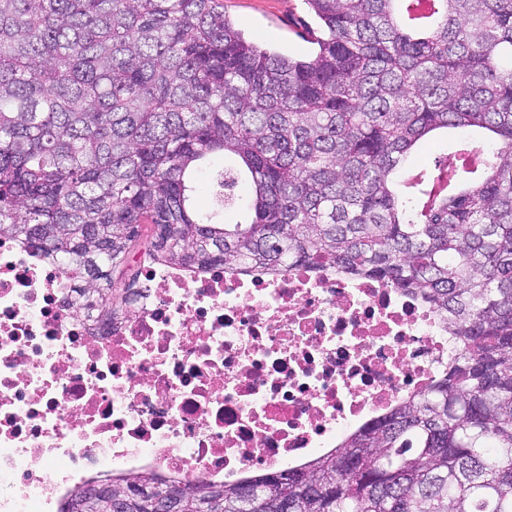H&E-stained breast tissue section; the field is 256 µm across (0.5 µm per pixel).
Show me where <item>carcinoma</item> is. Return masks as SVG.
<instances>
[{"mask_svg":"<svg viewBox=\"0 0 512 512\" xmlns=\"http://www.w3.org/2000/svg\"><path fill=\"white\" fill-rule=\"evenodd\" d=\"M312 54L224 0H0V235L114 310L139 228L172 264L321 260L448 320V375L288 475L182 486L184 512H512V0H305ZM460 130L435 176L408 166ZM234 163L213 167L216 157ZM247 202H194L199 176ZM226 210L246 213L219 222ZM123 512H148L168 482Z\"/></svg>","mask_w":512,"mask_h":512,"instance_id":"obj_1","label":"carcinoma"}]
</instances>
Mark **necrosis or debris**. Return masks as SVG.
I'll return each instance as SVG.
<instances>
[{
  "mask_svg": "<svg viewBox=\"0 0 512 512\" xmlns=\"http://www.w3.org/2000/svg\"><path fill=\"white\" fill-rule=\"evenodd\" d=\"M103 322L52 256L0 236V512H60L93 478L234 484L334 452L448 371L421 296L324 263L135 261Z\"/></svg>",
  "mask_w": 512,
  "mask_h": 512,
  "instance_id": "necrosis-or-debris-1",
  "label": "necrosis or debris"
}]
</instances>
